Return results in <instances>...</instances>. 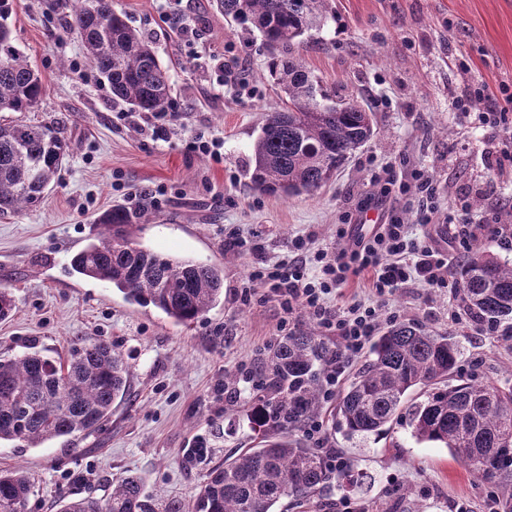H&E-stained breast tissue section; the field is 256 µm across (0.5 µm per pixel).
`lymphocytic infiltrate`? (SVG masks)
I'll return each mask as SVG.
<instances>
[{
  "label": "lymphocytic infiltrate",
  "mask_w": 512,
  "mask_h": 512,
  "mask_svg": "<svg viewBox=\"0 0 512 512\" xmlns=\"http://www.w3.org/2000/svg\"><path fill=\"white\" fill-rule=\"evenodd\" d=\"M376 202H383L393 191L415 187L429 201L436 196L431 175L413 170L410 182L400 181L394 167L378 169L372 177ZM436 207L417 209L414 223L399 219L375 225L370 236L348 243L346 228H339L342 244L335 252L311 250L306 238L296 237L286 255L265 261L251 270L250 280L268 286L281 310L288 315L306 312L323 328L336 335L341 344L339 355L329 360L324 396L332 398L344 373L348 359L358 356L379 325V315L394 293L403 288L423 285L430 288L450 287L448 255L433 247L424 236L422 226L431 224ZM370 273L367 295L350 303L333 307L330 295L349 277Z\"/></svg>",
  "instance_id": "f902f5d3"
}]
</instances>
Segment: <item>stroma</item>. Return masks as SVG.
<instances>
[{
  "mask_svg": "<svg viewBox=\"0 0 512 512\" xmlns=\"http://www.w3.org/2000/svg\"><path fill=\"white\" fill-rule=\"evenodd\" d=\"M11 3L15 44L46 85L38 111L24 118L57 122L68 156L37 207L0 215V287L16 304L0 320V358L38 351L63 359L74 347L103 340L130 366L127 394L99 430L36 448L0 444V471L23 469L34 480L25 512H59L62 491L107 497L129 472L145 477L160 498L186 505L206 475L181 460L197 435L219 424L223 459L255 447L252 397L229 395L238 364L266 361L274 345L300 329L313 330L329 348L339 342L307 316L285 318L248 273L283 255L297 236L332 251L339 225L370 228L393 216L412 223L417 197L370 203L377 165L400 175L427 170L438 208L468 203L475 243L512 261V143L457 110L474 83L512 87V0H330L333 18L299 53L330 98L373 112L377 134L335 179L298 198L251 186L250 147L284 95L269 74L260 34L225 19L215 0H180L179 10L202 30L189 42L164 23L162 0H112L170 71L182 111L165 142L152 138L148 113L113 98L108 82L90 69L59 0ZM232 54L243 60L254 97L236 99L214 85L218 64ZM463 59L469 70H460ZM195 139L221 141V161L190 151ZM141 203L153 214L137 231L146 247L224 268L223 303L191 325L129 304L70 267L71 255L100 232L98 214ZM233 228L250 240V250L226 246ZM249 288L254 298H246ZM392 304L400 320L457 336L462 375L512 376V348L500 333L476 335L449 291L418 285ZM335 407L332 400L324 405L327 445L362 475V484L331 482L308 501H283L278 512H333L342 496L362 512H488L490 483L447 449L413 438L407 419L383 436L349 440L329 427Z\"/></svg>",
  "mask_w": 512,
  "mask_h": 512,
  "instance_id": "35a3bbf8",
  "label": "stroma"
}]
</instances>
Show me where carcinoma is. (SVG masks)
<instances>
[{
	"mask_svg": "<svg viewBox=\"0 0 512 512\" xmlns=\"http://www.w3.org/2000/svg\"><path fill=\"white\" fill-rule=\"evenodd\" d=\"M88 65L109 83L112 96L140 112L168 108L173 83L152 46L112 9V0H65ZM224 17L263 37L285 107L266 116L253 143L248 172L254 189L285 197L315 192L376 133L374 114L353 101L338 104L298 53L303 38L327 21L329 0H216ZM10 0H0V112H32L45 94L41 75L14 44ZM67 157L60 129L22 120L0 123V213L38 205ZM145 209L116 207L94 219L112 230L90 240L70 260L77 274L112 286L138 305H151L189 326L221 301L224 271L190 258L159 253L134 238L147 224ZM456 297L475 326L512 320V261L476 248L455 271ZM462 348L456 337L423 325L388 326L372 343L357 379L334 414L351 438L389 430L412 394V436L447 448L475 478L498 486L497 512H512V380L456 376ZM333 351L309 331L284 337L266 361L265 387L254 398L258 447L209 466L210 437L183 449V463L207 469L195 499L183 508L148 493L127 474L106 499L59 495L60 512H276L286 498L310 496L325 483L349 484L316 449L297 439L322 410V366ZM129 366L105 341L82 345L66 360L37 351L0 360V442L38 447L58 437L98 429L112 404L126 395ZM33 481L24 471L0 472V512H24Z\"/></svg>",
	"mask_w": 512,
	"mask_h": 512,
	"instance_id": "obj_1",
	"label": "carcinoma"
}]
</instances>
